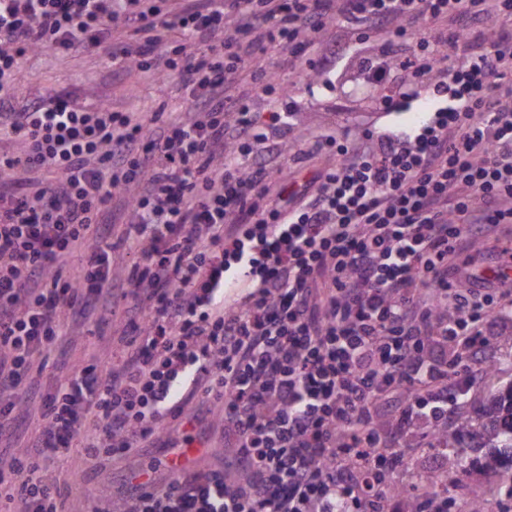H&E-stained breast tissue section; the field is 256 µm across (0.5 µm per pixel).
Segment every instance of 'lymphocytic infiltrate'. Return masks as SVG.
Returning <instances> with one entry per match:
<instances>
[{
	"label": "lymphocytic infiltrate",
	"instance_id": "f902f5d3",
	"mask_svg": "<svg viewBox=\"0 0 512 512\" xmlns=\"http://www.w3.org/2000/svg\"><path fill=\"white\" fill-rule=\"evenodd\" d=\"M508 18L512 0H0V141L24 145L0 152V444L18 436L20 385L42 393L35 356L127 286L153 309L119 362L42 393L31 451L0 452L21 512H62L44 457L78 444L99 466L160 444L164 419L200 421L201 394L224 407L223 467L132 486L127 512H393L392 445L455 420L512 291V247L467 288L448 264L473 230L512 223ZM333 27L386 34L362 71L392 84L383 111L425 87L441 102L417 132L340 145L343 163L287 203L274 137L293 112L258 54L327 71ZM110 38L122 62L177 78L188 115L87 109L67 90L12 107L28 53ZM117 250L135 257L122 282Z\"/></svg>",
	"mask_w": 512,
	"mask_h": 512
}]
</instances>
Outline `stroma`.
<instances>
[{"mask_svg":"<svg viewBox=\"0 0 512 512\" xmlns=\"http://www.w3.org/2000/svg\"><path fill=\"white\" fill-rule=\"evenodd\" d=\"M383 43L373 32L362 35L348 53L340 55V63L332 73L307 80L304 73L293 69L287 53L270 52L264 64L273 77L288 90L296 105L287 133L278 136L282 174L288 186L300 190L317 169L336 163V152L324 144L328 136L361 140L363 135H379L401 125H420L429 119L428 98H421L414 112H384L380 102L384 88L363 81L361 65L376 54ZM105 58L95 55L70 56L48 50L28 54L15 78V101L25 104L39 94L57 89L74 92L80 105L94 108L102 104L123 112L186 109L184 95L177 80H146L134 67L128 68L123 81L107 77ZM512 244V224L491 229L489 237L477 236L467 243V256L476 261L475 273H486L497 264V247ZM137 306L141 321H148V303L137 302L134 295L117 300L115 313L105 320H91L74 328L70 336L47 358L40 373L41 381L65 375L73 367L94 360L107 361L121 356L120 338L129 317V306ZM483 360L484 373L467 389L460 405L476 411L489 393L512 384V321L503 324ZM404 465L395 477L396 483L423 480L437 491L446 493L455 504V512H471L470 492L480 490L488 512H512V499L505 494L501 475L478 469H462L453 458L472 460L470 448H433L422 431H415L412 446L399 448ZM165 449L139 448L125 459L98 468L85 460L83 449H70L63 461L67 486L63 492L65 512H117L127 488L135 484L149 459H164Z\"/></svg>","mask_w":512,"mask_h":512,"instance_id":"stroma-1","label":"stroma"}]
</instances>
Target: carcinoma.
Returning <instances> with one entry per match:
<instances>
[{"label": "carcinoma", "instance_id": "cac0c4a2", "mask_svg": "<svg viewBox=\"0 0 512 512\" xmlns=\"http://www.w3.org/2000/svg\"><path fill=\"white\" fill-rule=\"evenodd\" d=\"M467 438L476 441L477 447L488 449L485 459H477L473 464L504 476L512 475V386L487 396L479 428H474L472 418L461 412L454 429L436 431L432 441L446 448Z\"/></svg>", "mask_w": 512, "mask_h": 512}]
</instances>
